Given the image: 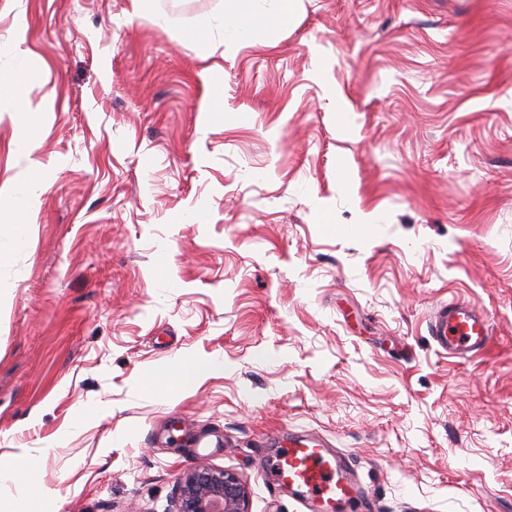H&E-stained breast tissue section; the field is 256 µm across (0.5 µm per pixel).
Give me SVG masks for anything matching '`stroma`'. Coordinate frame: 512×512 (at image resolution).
Instances as JSON below:
<instances>
[{"mask_svg":"<svg viewBox=\"0 0 512 512\" xmlns=\"http://www.w3.org/2000/svg\"><path fill=\"white\" fill-rule=\"evenodd\" d=\"M228 17L0 0L37 131L0 113V186L41 174L0 264V458L54 512H173L197 465L305 512L268 478L295 429L373 512H512V0H300L241 43ZM454 298L487 351L437 349ZM176 359L196 383L149 391ZM430 335L448 357L477 354L490 345L487 316L469 301L453 299L442 305L430 321Z\"/></svg>","mask_w":512,"mask_h":512,"instance_id":"35a3bbf8","label":"stroma"}]
</instances>
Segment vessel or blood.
Instances as JSON below:
<instances>
[{
    "label": "vessel or blood",
    "instance_id": "1",
    "mask_svg": "<svg viewBox=\"0 0 512 512\" xmlns=\"http://www.w3.org/2000/svg\"><path fill=\"white\" fill-rule=\"evenodd\" d=\"M430 334L442 352L451 357L480 353L491 342L487 316L471 302L453 299L442 305L430 321ZM270 480L277 486L295 487L308 500L310 512H343L361 499L362 490L348 475L345 458L313 434L275 438Z\"/></svg>",
    "mask_w": 512,
    "mask_h": 512
}]
</instances>
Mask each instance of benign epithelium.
Masks as SVG:
<instances>
[{"instance_id":"obj_1","label":"benign epithelium","mask_w":512,"mask_h":512,"mask_svg":"<svg viewBox=\"0 0 512 512\" xmlns=\"http://www.w3.org/2000/svg\"><path fill=\"white\" fill-rule=\"evenodd\" d=\"M176 512H249L248 488L233 472L199 466L181 476Z\"/></svg>"}]
</instances>
